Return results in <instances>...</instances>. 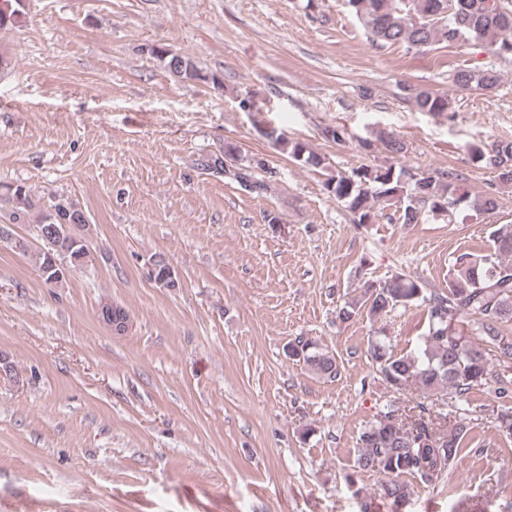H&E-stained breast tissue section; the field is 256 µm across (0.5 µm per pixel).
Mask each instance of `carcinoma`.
Instances as JSON below:
<instances>
[{
  "label": "carcinoma",
  "mask_w": 512,
  "mask_h": 512,
  "mask_svg": "<svg viewBox=\"0 0 512 512\" xmlns=\"http://www.w3.org/2000/svg\"><path fill=\"white\" fill-rule=\"evenodd\" d=\"M348 12L361 25L374 45L383 48L402 44L409 48H428L437 44L480 45L493 56L512 59V0H454L455 10L448 12V0H345ZM164 67L181 80L202 77L197 63L189 56L163 52ZM500 81L493 67H465L455 71L453 86L460 91H488ZM404 100L419 112L444 115L453 120L455 111L450 96L427 89L404 86ZM294 161L315 169L327 168L325 159L283 133H264ZM377 141L394 156L406 152V145L389 132L378 134ZM473 161L494 170L503 185L512 183V141H496L485 147H469ZM198 169L224 173L236 182L250 179V192L261 194L266 180L256 170L273 171L259 159H249L228 145L224 156L201 154L195 160ZM326 190L343 202L358 224H369L378 213L395 207L390 219L400 224H417L426 217H449L460 209L490 212L496 209L493 194L476 196L462 184L459 174L450 171L411 173L393 165H362L345 175H330ZM8 199L16 205L12 220H24L34 206L29 189L23 184L9 188ZM51 211L37 224H82L89 220L77 202L59 195L51 201ZM493 251L474 255L463 253L454 263V276L446 293H429L423 285L404 275L378 284H369L360 297L344 302L338 311L343 321L365 310L371 317L389 313L398 306L419 303L428 319V334L416 353L395 355L385 339L369 342L368 356L380 378L397 392L410 381L422 392L424 401L416 404L417 416L407 419L400 407L391 404L359 436L355 468L385 477L379 497L395 503L410 495L405 477L425 485L436 483L447 472L466 445L471 428L467 418H453L439 408L449 395L464 405L470 391L487 381L490 362L512 366V342L504 341L499 326L512 322V224H498L491 231ZM57 247L44 245L36 253L35 265L49 285L66 280L70 269L91 261L90 250L64 233L55 240ZM65 267L59 275L48 272L51 259ZM153 282L162 288L178 287L170 276L171 265L163 254L150 258ZM477 321L479 334L465 333V320ZM289 359L303 364L312 373L334 380L340 375L336 354L326 347L299 336L288 343Z\"/></svg>",
  "instance_id": "obj_1"
}]
</instances>
